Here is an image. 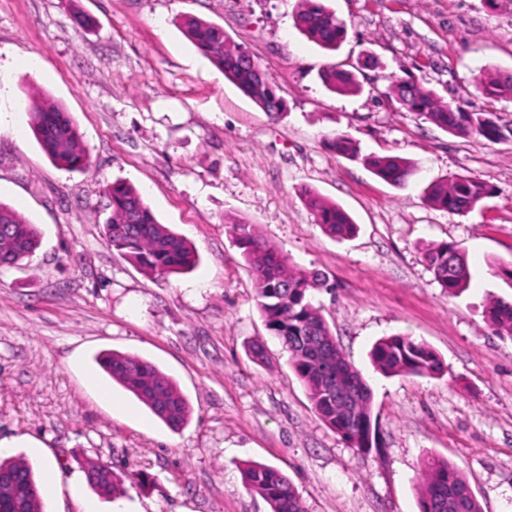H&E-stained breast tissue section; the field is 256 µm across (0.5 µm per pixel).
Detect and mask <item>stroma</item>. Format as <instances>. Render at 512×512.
Masks as SVG:
<instances>
[{
    "label": "stroma",
    "mask_w": 512,
    "mask_h": 512,
    "mask_svg": "<svg viewBox=\"0 0 512 512\" xmlns=\"http://www.w3.org/2000/svg\"><path fill=\"white\" fill-rule=\"evenodd\" d=\"M347 36L333 53L295 26L297 0H0V202L37 224L28 263L0 267V440L56 478L45 512H270L240 468H278L306 512H419L431 456L455 463L483 512H512V338L486 309L512 297V137H458L383 93L417 83L467 110L488 74L512 72V0H327ZM193 16L222 26L261 64L286 103L263 112L180 30ZM363 73L356 95L328 92V66ZM62 106L90 155L58 167L29 124L28 96ZM362 153L414 162L405 186L332 153L335 133ZM475 177L495 189L469 213L428 207L435 179ZM139 189L159 221L199 255L191 271L154 278L112 250L102 226L107 186ZM311 189L358 226L325 235L304 202ZM254 225L298 266L327 274L315 302L373 392L379 448L362 452L315 414L269 334L253 277L224 219ZM466 254L471 281L448 295L423 252ZM426 343L437 378L386 377L369 352L386 336ZM264 339L268 361L246 352ZM146 359L176 382L193 413L172 430L96 361ZM138 472L120 497L91 489L83 457Z\"/></svg>",
    "instance_id": "35a3bbf8"
}]
</instances>
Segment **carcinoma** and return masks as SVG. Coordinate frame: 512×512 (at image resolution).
Returning <instances> with one entry per match:
<instances>
[{"label": "carcinoma", "instance_id": "carcinoma-1", "mask_svg": "<svg viewBox=\"0 0 512 512\" xmlns=\"http://www.w3.org/2000/svg\"><path fill=\"white\" fill-rule=\"evenodd\" d=\"M296 26L308 39L325 50L334 51L344 40L343 21L324 0H298ZM185 37L224 72V77L250 97L263 111L276 117L284 103L270 85L260 64L247 52L232 45L224 28L195 17L182 21ZM320 80L332 93L354 95L361 91L356 75L331 66ZM491 100L512 99V74H496L482 83ZM387 95L406 112H411L455 136L478 135L498 141L512 135V127L500 124L493 110L469 112L447 102L431 90L393 80ZM29 123L43 151L55 163L69 170H83L90 158L69 113L62 107L33 97L28 103ZM329 149L350 159L361 160L371 172L394 186L414 175L413 162L395 156L361 155L357 143L336 133L328 139ZM491 193L477 178L457 175L431 181L423 191L426 204L435 209L465 213L476 208ZM111 215L104 224L107 244L145 272L166 278L196 265L193 246L161 224L142 194L134 186L115 182L107 188ZM305 202L322 231L332 237H351L357 225L338 205L318 193L305 191ZM230 231L242 250L254 278L256 300L267 329L288 353V364L307 390L320 420L343 440L368 452L379 445L377 419L373 413L372 389L349 362L336 342L319 308L312 303L316 291L332 288L329 278L317 270L295 266L290 257L270 246L253 225L233 222ZM40 245L36 225L0 202V266L19 267ZM424 261L435 280L450 295L465 289L471 272L465 253L454 243L440 242L427 248ZM487 317L500 335L512 337V301L493 300ZM371 361L385 376L433 378L444 372L440 356L427 344L408 336L378 340L370 352ZM102 368L134 395L169 428L187 424L191 407L178 386L150 362L136 356L109 352ZM88 472L99 477L91 487L101 495L117 496L123 478L114 469L88 460ZM245 489L259 495L271 512H305L295 486L278 469L249 462L241 469ZM0 512H43L38 478L22 456L0 458ZM460 471L445 459L427 461L420 477L419 512H482L476 497Z\"/></svg>", "mask_w": 512, "mask_h": 512}]
</instances>
